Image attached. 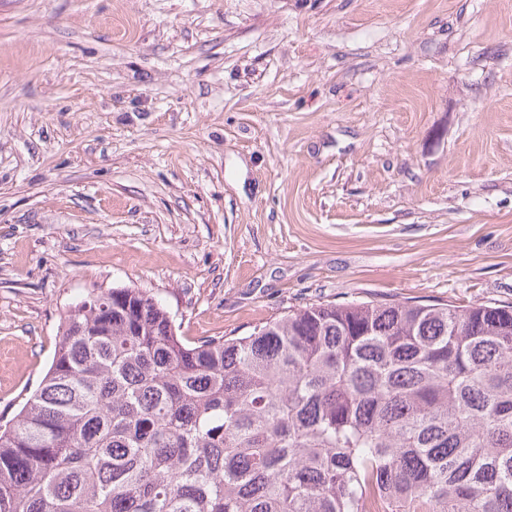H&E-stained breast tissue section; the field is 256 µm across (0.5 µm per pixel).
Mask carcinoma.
Instances as JSON below:
<instances>
[{"label":"carcinoma","instance_id":"carcinoma-1","mask_svg":"<svg viewBox=\"0 0 512 512\" xmlns=\"http://www.w3.org/2000/svg\"><path fill=\"white\" fill-rule=\"evenodd\" d=\"M0 512H512V303H315L187 345L155 296L90 293L0 424Z\"/></svg>","mask_w":512,"mask_h":512}]
</instances>
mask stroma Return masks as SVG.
I'll list each match as a JSON object with an SVG mask.
<instances>
[{"instance_id":"obj_1","label":"stroma","mask_w":512,"mask_h":512,"mask_svg":"<svg viewBox=\"0 0 512 512\" xmlns=\"http://www.w3.org/2000/svg\"><path fill=\"white\" fill-rule=\"evenodd\" d=\"M113 287L512 302V0H0V417Z\"/></svg>"}]
</instances>
